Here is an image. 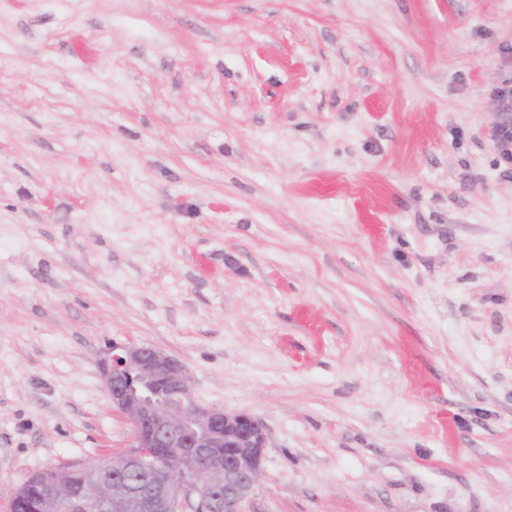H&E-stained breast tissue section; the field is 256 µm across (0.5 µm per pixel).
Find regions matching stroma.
Masks as SVG:
<instances>
[{"mask_svg": "<svg viewBox=\"0 0 512 512\" xmlns=\"http://www.w3.org/2000/svg\"><path fill=\"white\" fill-rule=\"evenodd\" d=\"M512 0H0V512L122 452L99 359L260 419L244 512H512ZM491 139L505 166L512 164V119L496 121L491 127Z\"/></svg>", "mask_w": 512, "mask_h": 512, "instance_id": "stroma-1", "label": "stroma"}]
</instances>
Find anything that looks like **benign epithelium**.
<instances>
[{
	"label": "benign epithelium",
	"instance_id": "7a95c632",
	"mask_svg": "<svg viewBox=\"0 0 512 512\" xmlns=\"http://www.w3.org/2000/svg\"><path fill=\"white\" fill-rule=\"evenodd\" d=\"M115 410L144 434L132 436L124 469L149 464L144 485L112 474V494L72 495L44 480L25 512H242L262 470L266 432L243 412L196 403L184 367L147 345L114 343L100 360Z\"/></svg>",
	"mask_w": 512,
	"mask_h": 512
}]
</instances>
